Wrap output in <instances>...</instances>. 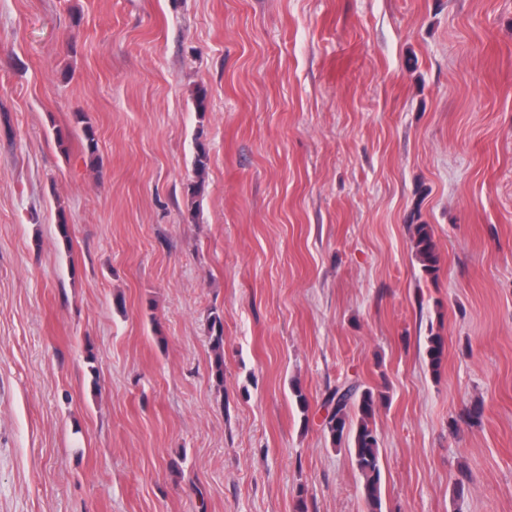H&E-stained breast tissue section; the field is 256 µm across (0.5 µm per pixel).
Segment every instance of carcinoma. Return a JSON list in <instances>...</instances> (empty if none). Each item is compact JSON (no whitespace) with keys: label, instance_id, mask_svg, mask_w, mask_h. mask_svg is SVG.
<instances>
[{"label":"carcinoma","instance_id":"carcinoma-1","mask_svg":"<svg viewBox=\"0 0 512 512\" xmlns=\"http://www.w3.org/2000/svg\"><path fill=\"white\" fill-rule=\"evenodd\" d=\"M75 123L82 125L85 148L90 156L97 152V140L88 117L83 112L74 113ZM209 162L208 151L202 141L196 142L194 168L199 181L191 185V195L202 190L203 175ZM414 248L421 263L422 272L435 277L440 270L441 258L433 241L431 227L417 224L413 231ZM209 344L214 355L210 364L211 373L218 384H224V318L223 313L214 309L208 317ZM427 357L434 374H439L445 357V338L439 333L428 336ZM385 396L370 388L360 389L357 383H350L332 390L324 401L327 415L323 420V429L330 434L332 442L347 444L352 462L362 479V493L368 512H382L381 468L379 439L369 419L374 414L377 403ZM359 415L356 427L348 422L349 412Z\"/></svg>","mask_w":512,"mask_h":512}]
</instances>
